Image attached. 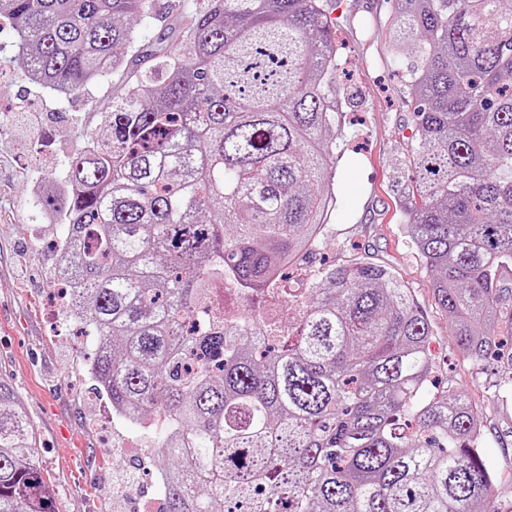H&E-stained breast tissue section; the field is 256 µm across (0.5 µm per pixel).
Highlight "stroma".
<instances>
[{
    "mask_svg": "<svg viewBox=\"0 0 512 512\" xmlns=\"http://www.w3.org/2000/svg\"><path fill=\"white\" fill-rule=\"evenodd\" d=\"M205 0H151L153 18L138 27L144 54L176 42L190 12ZM340 54L353 74L346 87L357 101L343 126L327 235L289 268L288 285L309 288L320 264L360 260L394 269L432 325V351L444 377L466 389L484 412L482 455L495 476L498 512H512V404L497 402L500 369H476L459 356L448 320L436 306L431 274L411 244L400 211L411 185L414 116L405 102L408 56L388 48L393 13L388 0H330ZM14 33L0 28V377L8 380L37 432L38 462L53 482L55 512H138L117 508L113 487L132 469L146 438L112 419V405L94 394L87 371L97 341L77 335L56 304L50 283L62 230L34 205L60 180L62 159L85 139L87 112L106 111L114 84L58 103L57 92L19 78ZM37 111L39 124L21 115Z\"/></svg>",
    "mask_w": 512,
    "mask_h": 512,
    "instance_id": "stroma-1",
    "label": "stroma"
}]
</instances>
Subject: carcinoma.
Returning a JSON list of instances; mask_svg holds the SVG:
<instances>
[{"label":"carcinoma","instance_id":"obj_1","mask_svg":"<svg viewBox=\"0 0 512 512\" xmlns=\"http://www.w3.org/2000/svg\"><path fill=\"white\" fill-rule=\"evenodd\" d=\"M415 117L406 232L461 356L512 337V0H394ZM21 78L66 95L121 74L63 166L53 279L93 327L88 373L134 415L167 512H495L470 396L434 386L433 332L394 270L312 253L343 108L323 0H207L178 48L126 59L150 0H0ZM294 317L288 329L282 306ZM37 436L0 378V512H51Z\"/></svg>","mask_w":512,"mask_h":512}]
</instances>
